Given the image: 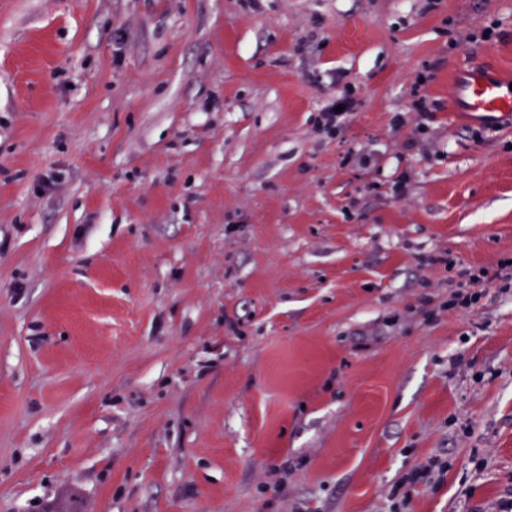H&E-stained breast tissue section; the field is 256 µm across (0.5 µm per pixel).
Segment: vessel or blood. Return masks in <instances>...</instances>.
<instances>
[{
	"label": "vessel or blood",
	"instance_id": "vessel-or-blood-1",
	"mask_svg": "<svg viewBox=\"0 0 512 512\" xmlns=\"http://www.w3.org/2000/svg\"><path fill=\"white\" fill-rule=\"evenodd\" d=\"M448 97L465 111L493 122L512 117V86L481 69L470 71L464 80H452Z\"/></svg>",
	"mask_w": 512,
	"mask_h": 512
}]
</instances>
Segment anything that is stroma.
<instances>
[{
    "mask_svg": "<svg viewBox=\"0 0 512 512\" xmlns=\"http://www.w3.org/2000/svg\"><path fill=\"white\" fill-rule=\"evenodd\" d=\"M473 68L512 76V0H0V512H495L512 120L449 100ZM341 105L344 110L336 112L335 107ZM355 109L354 100L347 95H339L336 98L331 99L323 108L320 113V122L327 130H335L342 124L346 115Z\"/></svg>",
    "mask_w": 512,
    "mask_h": 512,
    "instance_id": "stroma-1",
    "label": "stroma"
}]
</instances>
